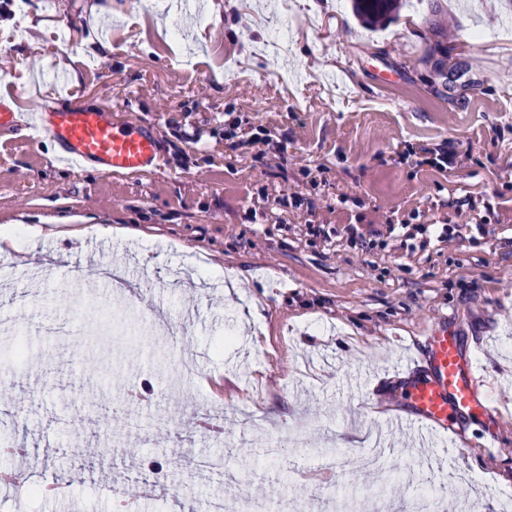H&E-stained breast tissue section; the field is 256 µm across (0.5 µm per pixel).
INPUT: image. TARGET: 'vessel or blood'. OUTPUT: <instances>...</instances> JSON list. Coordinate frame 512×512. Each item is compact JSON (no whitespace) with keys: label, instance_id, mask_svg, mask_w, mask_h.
Here are the masks:
<instances>
[{"label":"vessel or blood","instance_id":"obj_1","mask_svg":"<svg viewBox=\"0 0 512 512\" xmlns=\"http://www.w3.org/2000/svg\"><path fill=\"white\" fill-rule=\"evenodd\" d=\"M66 99L62 93L24 111L0 100V129L30 130L53 143L58 161L68 167L92 164L106 175L159 168V150L149 128L113 122L108 109L70 105ZM424 348V355L411 358L396 378L407 404L401 418L426 431L450 435L456 452L466 453V421L481 418L495 423L500 411L484 391L456 326L428 330Z\"/></svg>","mask_w":512,"mask_h":512}]
</instances>
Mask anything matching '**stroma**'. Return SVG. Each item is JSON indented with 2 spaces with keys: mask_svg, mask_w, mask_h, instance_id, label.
Instances as JSON below:
<instances>
[{
  "mask_svg": "<svg viewBox=\"0 0 512 512\" xmlns=\"http://www.w3.org/2000/svg\"><path fill=\"white\" fill-rule=\"evenodd\" d=\"M102 2L0 0V96L111 107L164 157L137 175L75 170L0 130V225L18 227L0 254L13 267L0 470L19 479L0 483V512H115L112 482L146 477L153 494L128 512H204L219 494L279 512L290 470L333 454L344 476L306 487L325 512L344 489L406 512L424 484L438 512H499L512 498V7L406 0L371 29L351 0H206L192 16ZM103 36L111 53L85 54ZM427 149L455 165H423ZM29 224L56 233L32 248ZM109 265L150 276L144 304L95 287ZM444 319L502 411L474 422L463 460L450 439L417 448L388 426L405 408L390 376ZM155 422L167 430L143 440ZM178 437L249 462L247 485L219 471L175 503Z\"/></svg>",
  "mask_w": 512,
  "mask_h": 512,
  "instance_id": "stroma-1",
  "label": "stroma"
}]
</instances>
